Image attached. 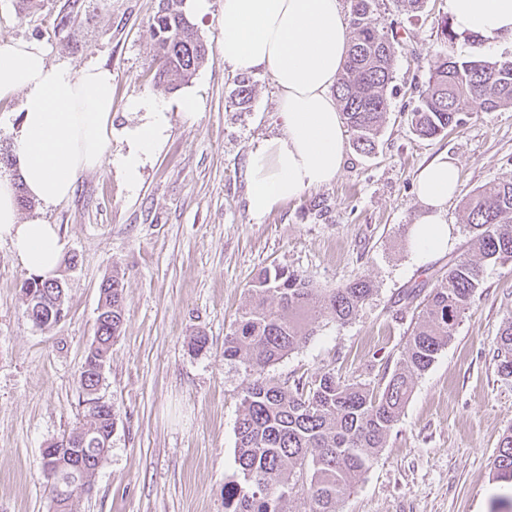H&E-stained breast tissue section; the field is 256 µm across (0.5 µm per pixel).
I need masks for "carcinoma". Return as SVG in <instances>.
<instances>
[{
  "instance_id": "1",
  "label": "carcinoma",
  "mask_w": 512,
  "mask_h": 512,
  "mask_svg": "<svg viewBox=\"0 0 512 512\" xmlns=\"http://www.w3.org/2000/svg\"><path fill=\"white\" fill-rule=\"evenodd\" d=\"M352 29L343 73L335 95L356 151L375 150L389 111L388 88L395 51L388 32L370 15L375 0H349ZM183 0H160L152 24L157 67L153 81L174 90L188 83L209 61L197 27L182 10ZM255 82L236 80L234 97L250 107ZM512 107V60L488 61L478 55L439 58L429 71L419 104L408 113L412 132L434 138L464 123L469 112ZM467 249L448 260V269L403 292L407 305L420 307L406 356L384 387L345 384L330 372L309 381L279 382L270 366L305 345L309 325L320 319L345 324L374 292L368 279L341 288L318 289L283 267H264L254 276L230 332L224 336V361L253 376L244 389L235 427L238 478L224 485L225 512H286L293 496L303 512H336L385 447L400 420L413 383L454 336L459 319L483 281V264L512 259V180L482 186L465 201ZM99 292L112 308L102 324L105 355L124 321V284L117 276L102 281ZM500 377L512 380V318L500 329L495 349ZM79 405L97 386L92 374L78 378ZM494 479L512 483V428L502 435Z\"/></svg>"
}]
</instances>
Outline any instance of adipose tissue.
I'll list each match as a JSON object with an SVG mask.
<instances>
[{"label":"adipose tissue","mask_w":512,"mask_h":512,"mask_svg":"<svg viewBox=\"0 0 512 512\" xmlns=\"http://www.w3.org/2000/svg\"><path fill=\"white\" fill-rule=\"evenodd\" d=\"M454 30L483 46H512V0H445ZM223 59L231 70L268 72L276 84L279 134L248 156L247 209L262 219L277 205L333 182L346 161L344 121L333 95L346 58L350 29L342 0H224ZM0 101L15 102L18 180L0 178V240L29 274L54 278L65 242L56 225L21 219L19 194L46 205L66 201L80 175L111 162L130 191L168 138L171 116L159 99L135 95L129 116L112 128V72L79 71L49 62L36 41L0 38ZM127 149L113 154L112 139ZM455 161L439 158L417 181L420 213L410 249L423 260L448 248L446 206L458 188Z\"/></svg>","instance_id":"1"}]
</instances>
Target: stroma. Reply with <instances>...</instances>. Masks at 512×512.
<instances>
[{
    "label": "stroma",
    "mask_w": 512,
    "mask_h": 512,
    "mask_svg": "<svg viewBox=\"0 0 512 512\" xmlns=\"http://www.w3.org/2000/svg\"><path fill=\"white\" fill-rule=\"evenodd\" d=\"M159 0H45L21 9L0 0V37L36 40L51 63L112 70L114 125L127 97L161 98L171 130L130 192L111 165L82 174L68 201L21 207L22 218L58 225L66 260L64 317L44 327L25 315L27 273L0 241V512H50L41 450L83 420L78 376L94 332L100 283L124 277V323L113 341L103 396L117 410L112 448L76 512H224L235 480V426L252 377L224 360L230 331L254 275L279 265L314 286L364 277L374 294L355 318L314 324L301 349L270 367L286 381L328 371L344 383L384 386L406 351L413 307L400 297L443 269L466 241L464 199L512 179V108L472 113L465 125L423 139L407 114L439 54L467 57V39L447 42L444 0L409 12L379 0L377 26L396 36L390 110L374 153L348 148L336 180L275 208L247 211L248 154L281 129L271 76L257 83L249 111L234 101L236 75L222 59L223 0L196 18L210 61L176 91L153 84L151 22ZM61 25H54L55 17ZM200 98L195 120L184 98ZM460 169L449 200L446 252L418 263L409 250L420 204L416 179L435 158ZM318 201L322 210L311 209ZM512 317V261L487 265L454 336L419 376L385 448L338 512H512V489L493 478L503 431L512 426V381L497 374L494 350ZM199 335L204 351L190 348Z\"/></svg>",
    "instance_id": "1"
}]
</instances>
